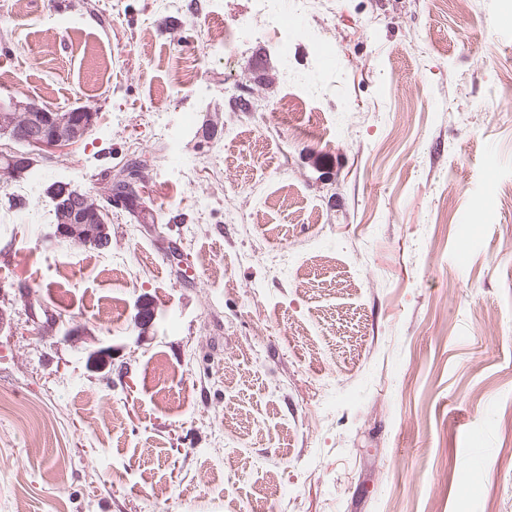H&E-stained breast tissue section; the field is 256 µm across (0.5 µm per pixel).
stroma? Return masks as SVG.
I'll use <instances>...</instances> for the list:
<instances>
[{
    "instance_id": "1",
    "label": "stroma",
    "mask_w": 512,
    "mask_h": 512,
    "mask_svg": "<svg viewBox=\"0 0 512 512\" xmlns=\"http://www.w3.org/2000/svg\"><path fill=\"white\" fill-rule=\"evenodd\" d=\"M504 17L310 0L285 52L254 0L0 8V97L96 115L0 184V396L38 409L0 414V512H512ZM133 159L110 248L54 237L50 186Z\"/></svg>"
}]
</instances>
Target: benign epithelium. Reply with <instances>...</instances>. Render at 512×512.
I'll list each match as a JSON object with an SVG mask.
<instances>
[{
  "label": "benign epithelium",
  "mask_w": 512,
  "mask_h": 512,
  "mask_svg": "<svg viewBox=\"0 0 512 512\" xmlns=\"http://www.w3.org/2000/svg\"><path fill=\"white\" fill-rule=\"evenodd\" d=\"M95 113L87 110L47 111L33 102L19 101L14 97L0 103V132L14 135L15 126L22 124L32 129L25 143L29 151L6 157L9 166L0 169V176L7 179L31 169L43 151L63 149L81 141L94 126ZM60 223L55 225L53 236L65 238L79 245L100 249L112 243L110 225L104 219L103 208L96 198L59 183L54 188ZM90 368L102 370L110 362L112 349L99 347L90 350Z\"/></svg>",
  "instance_id": "benign-epithelium-1"
}]
</instances>
